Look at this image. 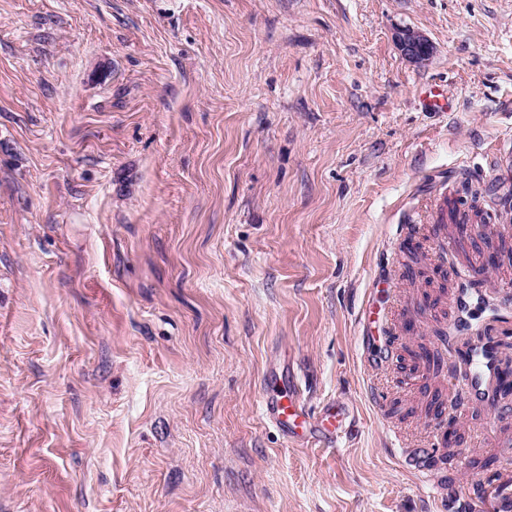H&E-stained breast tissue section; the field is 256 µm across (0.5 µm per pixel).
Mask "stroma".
<instances>
[{
  "label": "stroma",
  "mask_w": 512,
  "mask_h": 512,
  "mask_svg": "<svg viewBox=\"0 0 512 512\" xmlns=\"http://www.w3.org/2000/svg\"><path fill=\"white\" fill-rule=\"evenodd\" d=\"M509 143L512 0H0V512H495ZM282 363L333 447L262 417ZM395 41L401 52L416 63H424L432 54V44L420 32L401 29L395 35ZM467 364L470 373L467 378L470 401L477 402L489 398L486 378L494 367L491 355L483 349L474 350L468 355Z\"/></svg>",
  "instance_id": "35a3bbf8"
}]
</instances>
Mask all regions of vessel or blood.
Listing matches in <instances>:
<instances>
[{
  "mask_svg": "<svg viewBox=\"0 0 512 512\" xmlns=\"http://www.w3.org/2000/svg\"><path fill=\"white\" fill-rule=\"evenodd\" d=\"M468 393L470 401L489 397L487 377L494 364L491 355L481 349L472 351L468 358ZM261 410L265 418L289 440L310 446L336 443L348 415L347 408L331 402L313 412L301 403L299 394L289 384L281 387L264 386Z\"/></svg>",
  "mask_w": 512,
  "mask_h": 512,
  "instance_id": "1",
  "label": "vessel or blood"
}]
</instances>
